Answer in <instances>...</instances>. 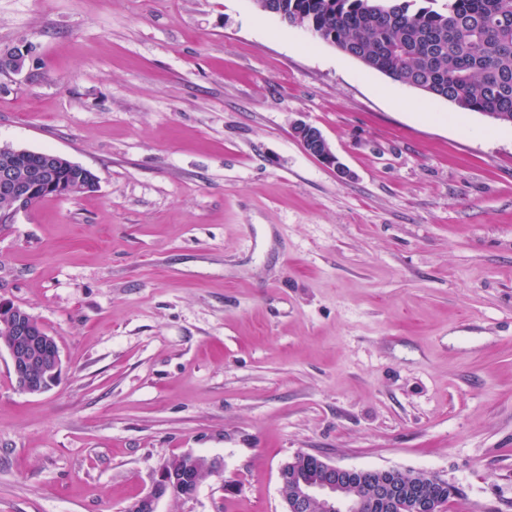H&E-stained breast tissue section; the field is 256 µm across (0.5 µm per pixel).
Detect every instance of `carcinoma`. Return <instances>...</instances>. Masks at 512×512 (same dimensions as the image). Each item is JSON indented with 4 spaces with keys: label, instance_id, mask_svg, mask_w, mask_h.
<instances>
[{
    "label": "carcinoma",
    "instance_id": "carcinoma-1",
    "mask_svg": "<svg viewBox=\"0 0 512 512\" xmlns=\"http://www.w3.org/2000/svg\"><path fill=\"white\" fill-rule=\"evenodd\" d=\"M367 68L512 124V0H255Z\"/></svg>",
    "mask_w": 512,
    "mask_h": 512
}]
</instances>
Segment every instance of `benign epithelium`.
<instances>
[{
    "instance_id": "benign-epithelium-1",
    "label": "benign epithelium",
    "mask_w": 512,
    "mask_h": 512,
    "mask_svg": "<svg viewBox=\"0 0 512 512\" xmlns=\"http://www.w3.org/2000/svg\"><path fill=\"white\" fill-rule=\"evenodd\" d=\"M31 53L26 45L0 51V72L20 75ZM295 137L305 150L325 166L342 176H349L321 132L314 126L299 122L293 127ZM97 178L88 169L69 163L54 152L43 153L40 170L26 179L16 176L11 166L0 169V196L9 200L12 208L0 217L29 207L38 193L51 196H71L96 187ZM0 323L8 326L6 350L11 372L19 390L41 394L59 378L62 358L59 342L41 328V323L26 309L0 298ZM181 466L174 468L164 462L158 469L150 491L139 498L127 512H158L160 501L180 499L181 486L200 461L192 454L180 456ZM297 458L280 469L279 493L285 512H363V506L377 507L381 512H443V502L435 500L422 505L414 500L411 489L428 481L444 483L441 478L422 473L407 482L392 478L385 471L345 468L318 459L326 479L318 482L296 479L292 465Z\"/></svg>"
}]
</instances>
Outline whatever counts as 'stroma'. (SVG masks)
Instances as JSON below:
<instances>
[{
    "label": "stroma",
    "mask_w": 512,
    "mask_h": 512,
    "mask_svg": "<svg viewBox=\"0 0 512 512\" xmlns=\"http://www.w3.org/2000/svg\"><path fill=\"white\" fill-rule=\"evenodd\" d=\"M21 43L0 144L97 187L0 223L63 357L31 395L0 342V512H127L183 454L216 470L158 512H283L300 452L512 512L511 125L253 0H0ZM293 132L309 154L317 158L325 166L336 170L341 177L349 176V172L344 164L339 160L316 127L299 122L293 127Z\"/></svg>",
    "instance_id": "1"
}]
</instances>
